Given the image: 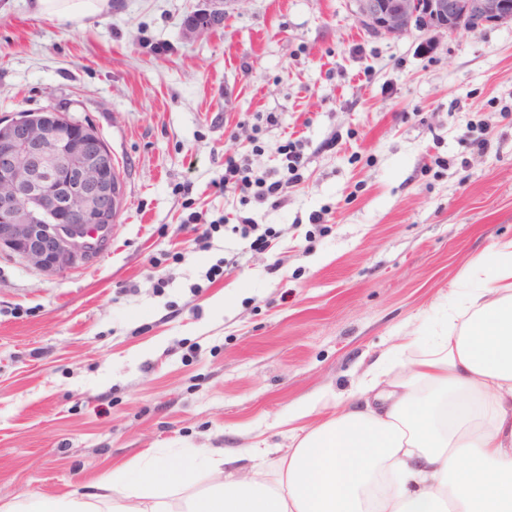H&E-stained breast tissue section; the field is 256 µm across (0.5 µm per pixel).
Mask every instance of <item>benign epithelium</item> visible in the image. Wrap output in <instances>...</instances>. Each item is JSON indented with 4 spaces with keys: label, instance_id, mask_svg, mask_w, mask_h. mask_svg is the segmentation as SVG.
<instances>
[{
    "label": "benign epithelium",
    "instance_id": "benign-epithelium-1",
    "mask_svg": "<svg viewBox=\"0 0 512 512\" xmlns=\"http://www.w3.org/2000/svg\"><path fill=\"white\" fill-rule=\"evenodd\" d=\"M375 34L476 31L512 22V0H349ZM0 134V183L15 187L0 252L62 273L96 257L112 235L123 188L101 135L57 112H15Z\"/></svg>",
    "mask_w": 512,
    "mask_h": 512
}]
</instances>
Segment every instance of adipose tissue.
I'll list each match as a JSON object with an SVG mask.
<instances>
[{
    "mask_svg": "<svg viewBox=\"0 0 512 512\" xmlns=\"http://www.w3.org/2000/svg\"><path fill=\"white\" fill-rule=\"evenodd\" d=\"M121 6L31 2L37 17L78 24ZM428 331L421 357L402 361V340L344 401L298 404L275 478L262 441L220 463L151 450L136 476L113 469L104 498L22 496L0 512H512V238L469 266Z\"/></svg>",
    "mask_w": 512,
    "mask_h": 512,
    "instance_id": "obj_1",
    "label": "adipose tissue"
}]
</instances>
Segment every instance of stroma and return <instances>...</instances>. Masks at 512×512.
Returning a JSON list of instances; mask_svg holds the SVG:
<instances>
[{"mask_svg": "<svg viewBox=\"0 0 512 512\" xmlns=\"http://www.w3.org/2000/svg\"><path fill=\"white\" fill-rule=\"evenodd\" d=\"M196 7L126 0L76 27L0 0V117L92 125L123 186L91 261L0 254V506L98 493L152 448L287 449L298 403L346 398L512 238V22L388 38L347 0H247L199 33ZM292 135L278 204L217 191L228 154L286 177ZM246 217L272 249L231 234ZM301 144L299 142H287L285 144L284 150L286 151V169L287 172L292 174L291 178L277 179L274 181H268L266 179H258L255 181L256 184L260 187V190L255 193L256 198L260 200H268L270 198H275L273 201L277 203L281 200L282 197L288 192L289 184H291L295 179H297L298 174L296 171L299 170L302 164H304V157L300 151Z\"/></svg>", "mask_w": 512, "mask_h": 512, "instance_id": "obj_1", "label": "stroma"}]
</instances>
